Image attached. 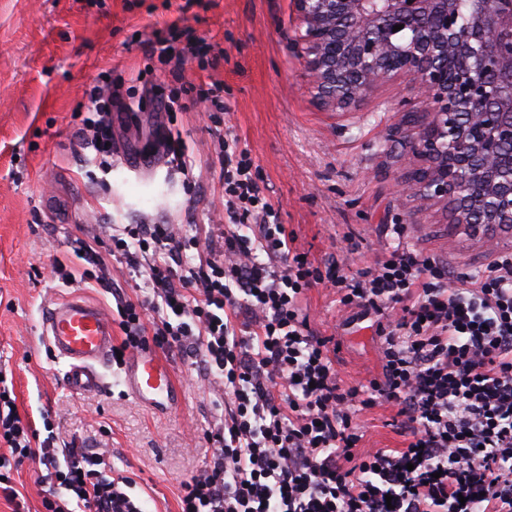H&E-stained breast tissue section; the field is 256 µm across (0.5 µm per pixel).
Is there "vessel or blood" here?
<instances>
[{
    "mask_svg": "<svg viewBox=\"0 0 512 512\" xmlns=\"http://www.w3.org/2000/svg\"><path fill=\"white\" fill-rule=\"evenodd\" d=\"M43 334L68 369L65 383L74 393L99 390L103 378L97 367L112 356V323L97 304L73 293L52 300L43 313ZM123 382L142 406L171 410L181 403V391L171 364L153 347L144 345L123 366Z\"/></svg>",
    "mask_w": 512,
    "mask_h": 512,
    "instance_id": "b4317fda",
    "label": "vessel or blood"
}]
</instances>
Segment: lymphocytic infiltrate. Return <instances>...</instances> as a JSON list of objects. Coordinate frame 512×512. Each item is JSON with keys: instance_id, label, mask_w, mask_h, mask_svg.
Returning <instances> with one entry per match:
<instances>
[{"instance_id": "f902f5d3", "label": "lymphocytic infiltrate", "mask_w": 512, "mask_h": 512, "mask_svg": "<svg viewBox=\"0 0 512 512\" xmlns=\"http://www.w3.org/2000/svg\"><path fill=\"white\" fill-rule=\"evenodd\" d=\"M191 27L155 32L149 57L195 56ZM111 78L86 92L79 134L111 158ZM224 152V221L190 238L171 224H136L115 247L144 275L153 297L117 305V350L147 340L190 343L224 396L209 432L212 461L181 485L179 512H512V253L477 275L407 242V227H384L387 243L358 276L342 274L345 252L322 263L295 247L258 166L232 132ZM195 257H187L188 249ZM330 284L341 314L373 318L382 379L343 385L334 337L310 328L304 301ZM384 404L403 445L359 452L362 411ZM1 468L52 459L0 373ZM109 448L70 452L43 475L48 512H142L134 481L100 477Z\"/></svg>"}]
</instances>
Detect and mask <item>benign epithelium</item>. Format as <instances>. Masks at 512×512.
I'll return each instance as SVG.
<instances>
[{
	"instance_id": "1",
	"label": "benign epithelium",
	"mask_w": 512,
	"mask_h": 512,
	"mask_svg": "<svg viewBox=\"0 0 512 512\" xmlns=\"http://www.w3.org/2000/svg\"><path fill=\"white\" fill-rule=\"evenodd\" d=\"M299 56L323 104L348 108L380 84L411 81L428 120L410 143L424 166L403 193L450 207L451 224L512 230V0H295ZM411 33L396 41L393 27Z\"/></svg>"
}]
</instances>
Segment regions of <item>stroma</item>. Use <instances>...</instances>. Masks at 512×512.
Listing matches in <instances>:
<instances>
[{"instance_id":"35a3bbf8","label":"stroma","mask_w":512,"mask_h":512,"mask_svg":"<svg viewBox=\"0 0 512 512\" xmlns=\"http://www.w3.org/2000/svg\"><path fill=\"white\" fill-rule=\"evenodd\" d=\"M184 0H0V373L10 377L20 413L59 453L112 450V465L135 481L145 512H178L181 484L212 456L207 440L224 412L194 351L163 349L182 392L176 411L140 405L120 366L102 367L104 386L69 391L64 360L44 344L47 303L71 293L104 312L117 299H143L147 285L112 254L113 236L129 224H174L183 237L224 216L219 144L192 97L166 111L160 98L178 87L224 85V120L250 151L262 188L281 206L296 246L320 260L332 246L355 245L346 272L359 275L379 249V227L404 224L408 241L474 272L496 253L512 252V231L494 241L452 227L443 206H419L401 183L419 167L406 144L416 131L402 101L408 82L382 85L352 109L317 101L296 52L301 24L295 0H201L182 18ZM185 20L201 40L198 55L179 64L148 60L155 30ZM153 68L156 92L143 108H112L110 165L83 148L76 112L100 76L133 82ZM181 136L192 176L167 164L162 135ZM91 241L112 269L110 287L92 280L93 264L77 256ZM74 276L65 281L55 265ZM312 330L335 337L336 368L346 384L380 377L372 320L345 321L330 288L306 296ZM390 409L361 419V450L400 447Z\"/></svg>"}]
</instances>
